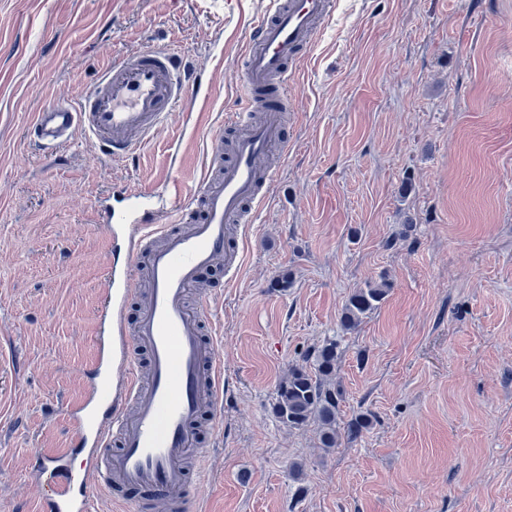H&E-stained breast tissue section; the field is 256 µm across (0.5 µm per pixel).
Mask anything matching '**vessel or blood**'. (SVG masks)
Instances as JSON below:
<instances>
[{
	"mask_svg": "<svg viewBox=\"0 0 512 512\" xmlns=\"http://www.w3.org/2000/svg\"><path fill=\"white\" fill-rule=\"evenodd\" d=\"M332 9L333 0H267L248 23L237 106L209 134L207 172L189 197L119 183L102 203L100 221L122 243L125 261L110 265L104 290L101 376L89 386V402L71 414L93 469L74 472L59 459L36 458L43 512H93L97 489L122 495L128 512H189L200 500L204 484L189 481L187 466L203 461L200 424L216 418L224 394L218 347L204 337L203 275L242 266L246 227L278 171L291 66ZM189 98L177 51L136 48L102 68L77 100L36 113L28 135L52 154L78 131L94 152L120 160ZM135 294L143 301L130 323L125 307Z\"/></svg>",
	"mask_w": 512,
	"mask_h": 512,
	"instance_id": "obj_1",
	"label": "vessel or blood"
}]
</instances>
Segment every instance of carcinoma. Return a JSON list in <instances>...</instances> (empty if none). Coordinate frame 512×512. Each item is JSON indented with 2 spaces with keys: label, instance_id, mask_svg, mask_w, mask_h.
I'll list each match as a JSON object with an SVG mask.
<instances>
[{
  "label": "carcinoma",
  "instance_id": "carcinoma-1",
  "mask_svg": "<svg viewBox=\"0 0 512 512\" xmlns=\"http://www.w3.org/2000/svg\"><path fill=\"white\" fill-rule=\"evenodd\" d=\"M388 285L382 281L352 293L346 300L341 325L355 329L385 298ZM338 360V343L323 344L314 354L312 367L291 366L275 390L273 411L290 428L318 424L322 447L334 448L339 441L337 415L343 393L331 386L330 377Z\"/></svg>",
  "mask_w": 512,
  "mask_h": 512
}]
</instances>
